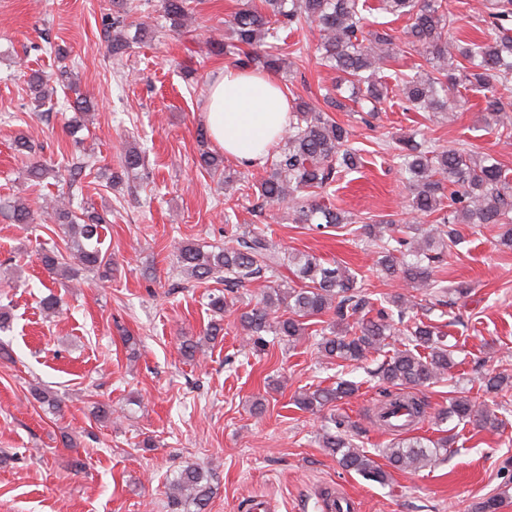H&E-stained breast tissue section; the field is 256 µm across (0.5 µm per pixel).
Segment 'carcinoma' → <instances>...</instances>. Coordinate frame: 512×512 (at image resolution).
<instances>
[{"label": "carcinoma", "mask_w": 512, "mask_h": 512, "mask_svg": "<svg viewBox=\"0 0 512 512\" xmlns=\"http://www.w3.org/2000/svg\"><path fill=\"white\" fill-rule=\"evenodd\" d=\"M191 3L162 0L163 16L170 28L183 26ZM116 5L110 22L116 33L108 53L120 58L129 43L117 29L125 27L126 16L137 10L139 3L117 0ZM485 8L491 18V32L481 41L458 47L459 56L468 63V72L461 79L448 51V30L454 23L448 0H380L378 10L407 17V45L432 64L429 73L403 74L395 79L410 108L447 116L459 105L460 96L454 95V90L463 83L483 94L486 121L512 127V117L502 107L504 92L512 90V0H493ZM371 11L365 0H264L261 8L246 3L225 21L229 36L209 42V52L235 56L237 64L246 69L284 70L286 59L276 44L280 28L307 26L318 33L316 51L321 64L336 72V89L348 90V100L354 103L374 106L388 94L384 69L395 44L388 33L373 28ZM28 84L36 101L52 96L40 74L30 75ZM350 137V130L326 113L304 103L296 106L283 148L259 185L260 197L270 205H288L297 221L318 229L349 223L345 213L317 201L316 190L357 168L358 156L349 146ZM395 150L409 191L408 206L420 215L435 216V223L420 228L418 237L387 239L378 230L396 231L394 220L363 225L364 237L380 240L376 265L384 276L408 288H427L432 296L445 292V286L436 279V269L455 239L454 230L448 229L450 224H499L500 245L512 249V181L491 157L455 147L435 148L419 130L398 138ZM143 162L140 147L125 148L121 156L124 172L140 168ZM95 166L96 160L90 156L68 165V201L50 211L38 213L20 201L4 202L17 224L48 221L62 230L64 248L54 245L40 253L41 263L50 274L77 276L73 261L86 271L104 276L112 270V256L101 247L100 229L105 217L84 204L81 213L74 210L81 180ZM286 260L295 267L301 286L279 279V269ZM179 262L197 282L224 285L206 296L207 308L214 316L206 329L207 339L223 335L224 313L240 301L238 289L263 278L266 285L260 301L240 318L246 345L251 349L264 350L265 335L269 333L291 340L304 336L310 319L331 312L334 320L315 332L319 336L315 343L318 355L341 366L358 365L397 335L395 323H404V338L375 370L386 384L375 406L378 425L393 432H407L427 418L438 422L455 418L479 428L500 427L499 404L494 400L455 399L449 407L432 413L423 398L411 394L443 379L455 362L444 334L429 319L432 308H426L421 317L413 315L417 304L405 294L396 293L388 300L397 313L383 307L374 312L347 269L326 267L309 254L286 258L264 232L255 229L231 232L224 247L217 251L186 243L179 249ZM357 389L356 382L341 378L332 388L300 393L295 403L304 410L320 411ZM323 444L339 456L346 470L378 483L387 479L386 472L367 452L354 447L341 434L326 432ZM448 448L446 436L426 444L417 439L393 442L385 455L393 467L417 471L448 454ZM171 487L170 512H188L191 506L195 512H206L212 491L203 467L191 464L180 469Z\"/></svg>", "instance_id": "1"}]
</instances>
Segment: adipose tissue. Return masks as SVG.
Wrapping results in <instances>:
<instances>
[{
	"mask_svg": "<svg viewBox=\"0 0 512 512\" xmlns=\"http://www.w3.org/2000/svg\"><path fill=\"white\" fill-rule=\"evenodd\" d=\"M290 105L266 73L228 65L212 80L203 118L211 139L238 162H259L288 127Z\"/></svg>",
	"mask_w": 512,
	"mask_h": 512,
	"instance_id": "obj_1",
	"label": "adipose tissue"
}]
</instances>
